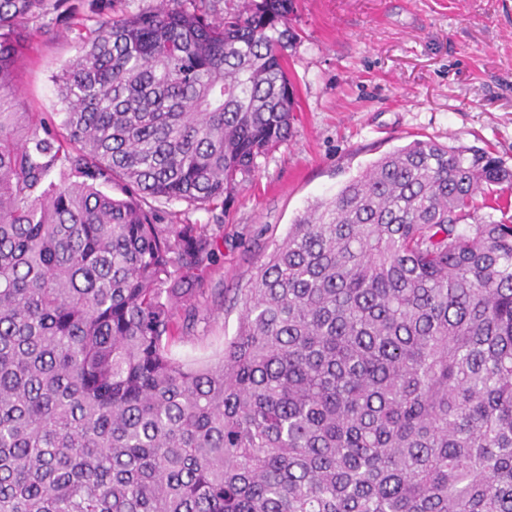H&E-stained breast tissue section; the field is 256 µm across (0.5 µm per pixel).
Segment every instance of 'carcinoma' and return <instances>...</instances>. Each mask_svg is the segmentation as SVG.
I'll return each instance as SVG.
<instances>
[{"label":"carcinoma","instance_id":"obj_1","mask_svg":"<svg viewBox=\"0 0 512 512\" xmlns=\"http://www.w3.org/2000/svg\"><path fill=\"white\" fill-rule=\"evenodd\" d=\"M221 2L0 0V512H512V220L482 213L512 170L482 148L381 156L217 362L173 357L217 242L164 207L224 209L294 119V0ZM49 14L88 34L39 115ZM78 30L59 29L39 34L24 51V62L18 72V88L21 100L28 106L27 112H57L56 76L62 64L76 53Z\"/></svg>","mask_w":512,"mask_h":512}]
</instances>
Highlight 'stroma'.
I'll return each instance as SVG.
<instances>
[{"label": "stroma", "mask_w": 512, "mask_h": 512, "mask_svg": "<svg viewBox=\"0 0 512 512\" xmlns=\"http://www.w3.org/2000/svg\"><path fill=\"white\" fill-rule=\"evenodd\" d=\"M286 51L296 86L287 141L224 204L191 222L219 239L194 319L179 322L175 357L216 362L237 333L260 261L316 201L415 139L488 149L512 169V0H296ZM77 31L35 37L18 72L29 111H57L56 76Z\"/></svg>", "instance_id": "1"}]
</instances>
